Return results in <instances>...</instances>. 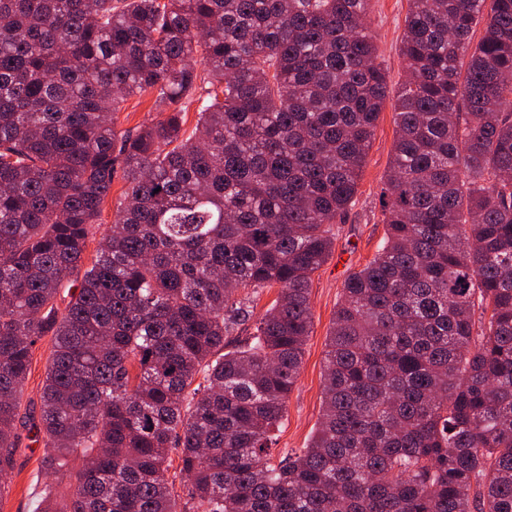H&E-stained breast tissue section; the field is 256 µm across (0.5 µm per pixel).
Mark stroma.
I'll list each match as a JSON object with an SVG mask.
<instances>
[{
    "instance_id": "stroma-1",
    "label": "stroma",
    "mask_w": 512,
    "mask_h": 512,
    "mask_svg": "<svg viewBox=\"0 0 512 512\" xmlns=\"http://www.w3.org/2000/svg\"><path fill=\"white\" fill-rule=\"evenodd\" d=\"M410 0H370L369 20L379 54L391 81H399L404 63L400 52ZM396 140L395 112L385 107L376 123L358 180L355 203L334 226L332 254L312 276L310 307L312 330L305 345L297 382L288 396L286 417L275 433L272 460L306 447L315 433L322 409L326 343L344 283L362 269L381 247L386 226L381 192L385 186ZM52 338L36 343L21 397V409L38 418L40 392L52 354ZM18 447L7 483L0 489V512H33L45 485H53L55 502H63L70 478H54L43 469L44 447L30 425L18 426Z\"/></svg>"
}]
</instances>
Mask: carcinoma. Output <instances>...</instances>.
I'll list each match as a JSON object with an SVG mask.
<instances>
[{"mask_svg":"<svg viewBox=\"0 0 512 512\" xmlns=\"http://www.w3.org/2000/svg\"><path fill=\"white\" fill-rule=\"evenodd\" d=\"M368 5L0 0V477L49 333L43 466L79 463L58 512H512V0H412L396 88ZM136 94L161 119L119 132ZM389 100L386 239L344 284L319 426L275 464ZM127 187V184L121 177H118L112 183L111 193L102 204V213L100 220L98 221L100 224H93V228H91V234H89L86 240L83 254L85 268L91 266L95 260L97 250L99 248V242L102 236L106 233L107 229L112 224L113 214L115 212V204L121 198H123Z\"/></svg>","mask_w":512,"mask_h":512,"instance_id":"obj_1","label":"carcinoma"}]
</instances>
